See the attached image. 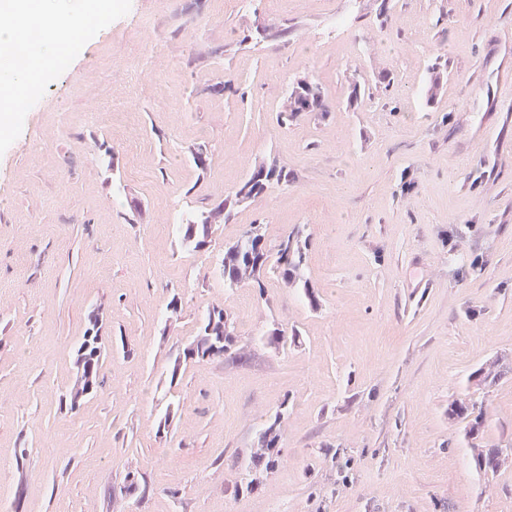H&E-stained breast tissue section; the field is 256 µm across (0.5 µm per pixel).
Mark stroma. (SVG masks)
Masks as SVG:
<instances>
[{
	"instance_id": "obj_1",
	"label": "stroma",
	"mask_w": 512,
	"mask_h": 512,
	"mask_svg": "<svg viewBox=\"0 0 512 512\" xmlns=\"http://www.w3.org/2000/svg\"><path fill=\"white\" fill-rule=\"evenodd\" d=\"M120 2L0 136L9 512H512V466L487 480L471 455L512 440V0ZM261 23L288 34L254 39ZM303 75L329 114L280 124ZM269 156L291 180L183 250L167 220ZM251 224L271 246L309 226L317 302L272 276L263 301L225 288L224 245ZM216 304L234 349L176 365ZM94 309L112 352L70 414ZM480 368L495 383L470 382ZM457 399L482 405L477 439L449 421ZM283 403L284 461L250 484Z\"/></svg>"
}]
</instances>
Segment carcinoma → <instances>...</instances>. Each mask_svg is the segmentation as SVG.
Instances as JSON below:
<instances>
[{"mask_svg": "<svg viewBox=\"0 0 512 512\" xmlns=\"http://www.w3.org/2000/svg\"><path fill=\"white\" fill-rule=\"evenodd\" d=\"M303 112H318L324 117L327 109L321 86L308 77L296 81V87L286 99L280 112V123L287 124ZM288 182V169L277 159L257 164L252 172L224 197V201L189 217L179 225V236L184 248L199 251L212 242L215 226L224 224L234 208L245 205L264 194L272 185ZM310 233L307 225L297 226L273 248L268 247L263 225L251 224L240 238L224 245L221 260L224 286L228 288L251 286L264 293V279L273 274L285 287H302L313 296V286L305 276L306 250ZM102 319L91 315L89 327L74 355L77 381L60 399L70 412L77 411L83 400L99 387V373L107 355L105 337L101 335ZM236 342V326L228 311L216 306L209 310L194 339L183 349V359L204 361L229 351ZM287 414L286 404L270 415L268 426L261 433L263 452L250 460L257 468L273 469L278 463L281 423ZM448 417L465 424L466 435L475 438L483 424L484 412L474 403L464 400L448 405ZM512 444L501 448H474L472 459L477 472L486 478L494 477L508 457Z\"/></svg>", "mask_w": 512, "mask_h": 512, "instance_id": "1", "label": "carcinoma"}]
</instances>
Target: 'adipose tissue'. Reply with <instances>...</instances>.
<instances>
[{"label":"adipose tissue","instance_id":"ef3b65f1","mask_svg":"<svg viewBox=\"0 0 512 512\" xmlns=\"http://www.w3.org/2000/svg\"><path fill=\"white\" fill-rule=\"evenodd\" d=\"M112 0H9L11 24L0 29V90L5 95H30L54 71L53 62L60 49L70 51L82 42L70 38L75 22L93 28L112 14ZM44 31L40 43L29 48L28 67L17 66L14 52L26 38L31 23Z\"/></svg>","mask_w":512,"mask_h":512}]
</instances>
